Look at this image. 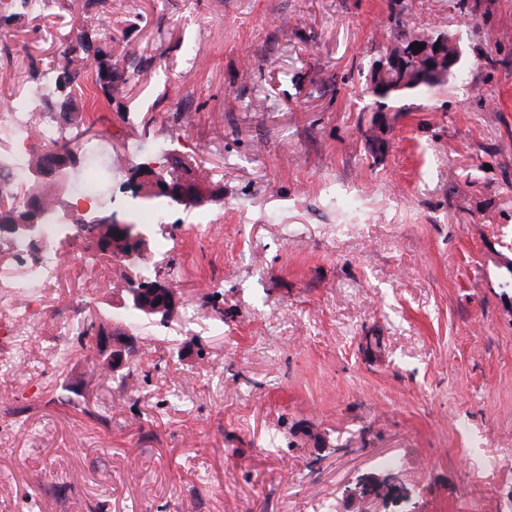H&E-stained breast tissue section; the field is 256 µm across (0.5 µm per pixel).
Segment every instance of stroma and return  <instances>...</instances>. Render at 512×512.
<instances>
[{
  "instance_id": "35a3bbf8",
  "label": "stroma",
  "mask_w": 512,
  "mask_h": 512,
  "mask_svg": "<svg viewBox=\"0 0 512 512\" xmlns=\"http://www.w3.org/2000/svg\"><path fill=\"white\" fill-rule=\"evenodd\" d=\"M453 32L465 77L366 106L396 21ZM45 0L0 33V102L35 96ZM112 52L150 63L86 102L108 209L147 224L179 311L108 371L78 325L123 266L70 235L60 332L0 367V512H505L512 502V0H112ZM201 204L138 207L145 140ZM393 473L404 496L351 498Z\"/></svg>"
}]
</instances>
